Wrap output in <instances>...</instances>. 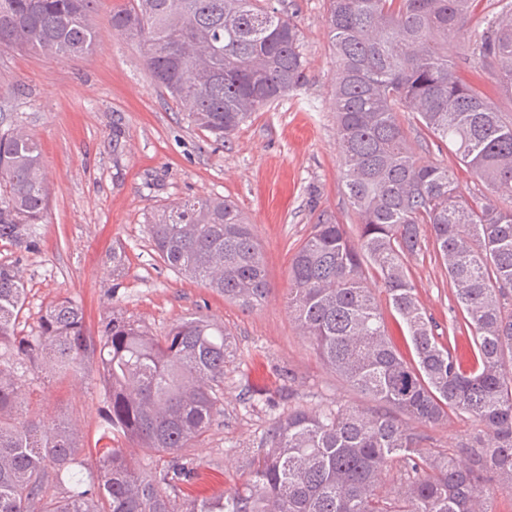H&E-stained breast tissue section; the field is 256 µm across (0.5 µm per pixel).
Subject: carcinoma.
<instances>
[{"label": "carcinoma", "instance_id": "cac0c4a2", "mask_svg": "<svg viewBox=\"0 0 512 512\" xmlns=\"http://www.w3.org/2000/svg\"><path fill=\"white\" fill-rule=\"evenodd\" d=\"M260 0H129L112 29L138 40L155 84L202 130L222 141L252 113L299 86L300 30ZM476 0H328L336 54L334 109L345 195L360 224L318 222L294 255L288 310L323 363L380 408L295 407L248 478L230 491L189 496L195 473L184 452L224 414V327L207 316L177 320L152 336L119 312L95 342L69 297L48 303L36 325L18 329L26 288L0 264V512H492L486 486L512 489V207L472 204L447 166L412 148L402 113L453 148L491 191L512 199V118L462 82L450 50ZM98 0H0V53L66 60L87 55L98 34ZM473 41L496 83L512 89V3ZM49 187L38 142L0 132V239L34 242ZM153 249L181 275L250 309L270 291L265 260L238 207L186 198L149 221ZM432 240L471 332L459 353L435 333L408 258ZM384 288L406 326V358L388 336L369 281ZM97 359L105 431L171 464L146 475L123 448H100L92 463L77 430L26 412L31 374H78ZM463 411L482 426L457 454H434L397 419L422 424ZM399 465L404 489L386 487ZM53 484L62 495L47 497Z\"/></svg>", "mask_w": 512, "mask_h": 512}]
</instances>
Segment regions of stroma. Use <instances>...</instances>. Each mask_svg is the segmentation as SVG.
Segmentation results:
<instances>
[{"instance_id": "35a3bbf8", "label": "stroma", "mask_w": 512, "mask_h": 512, "mask_svg": "<svg viewBox=\"0 0 512 512\" xmlns=\"http://www.w3.org/2000/svg\"><path fill=\"white\" fill-rule=\"evenodd\" d=\"M127 0H100L98 42L89 55L64 60L17 51L0 57V132L20 128L39 143L50 184L48 221L35 246L0 240V263L18 266L27 288L20 324L34 326L51 300L67 296L100 337L113 312L160 336L176 320L208 316L222 323L234 355L224 366V413L186 455L197 475L188 493L228 490L248 476V455L261 448L289 408H372L363 393L326 369L289 313L288 268L317 220L358 229L344 194L333 108L336 56L326 0H268L300 29L305 80L268 110L257 112L225 141L214 142L155 88L136 40L112 31V13ZM499 0H477L452 51L459 75L512 115V94L495 84L470 53L475 28L495 20ZM123 131L113 141V127ZM425 160L454 170L469 200L503 206L455 156L422 127L407 129ZM187 197H224L249 218L264 254L272 292L245 310L167 267L154 253L147 221ZM124 264L112 268L113 252ZM409 266L419 301L447 334L455 313L452 289L432 247ZM38 411L76 424L88 448L103 447V390L97 362L82 378L42 375L34 381ZM429 451L448 453L479 431L473 417L450 415L437 425L411 423Z\"/></svg>"}]
</instances>
